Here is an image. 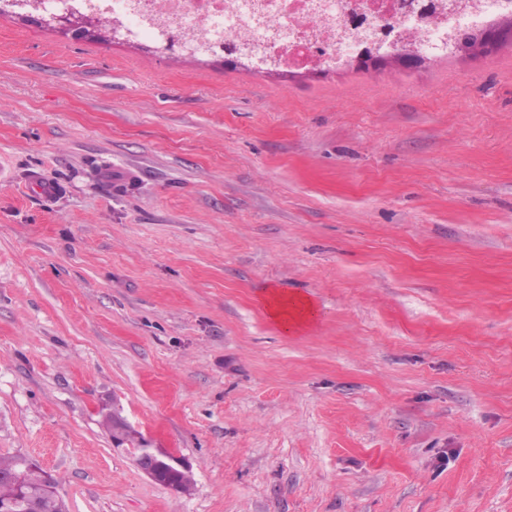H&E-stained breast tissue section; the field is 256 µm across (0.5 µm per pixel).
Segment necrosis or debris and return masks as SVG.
Listing matches in <instances>:
<instances>
[{
	"label": "necrosis or debris",
	"instance_id": "4bbe7bcc",
	"mask_svg": "<svg viewBox=\"0 0 512 512\" xmlns=\"http://www.w3.org/2000/svg\"><path fill=\"white\" fill-rule=\"evenodd\" d=\"M151 52L225 57L258 72L350 67L413 52L436 59L463 31L512 18V0H66Z\"/></svg>",
	"mask_w": 512,
	"mask_h": 512
}]
</instances>
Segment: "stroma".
I'll return each instance as SVG.
<instances>
[{
	"label": "stroma",
	"instance_id": "obj_1",
	"mask_svg": "<svg viewBox=\"0 0 512 512\" xmlns=\"http://www.w3.org/2000/svg\"><path fill=\"white\" fill-rule=\"evenodd\" d=\"M0 169V454L69 512H512L511 42L291 76L3 16ZM269 316L286 335H298L315 318L316 307L303 296L291 297L269 288L264 299ZM135 460L138 468L152 481L174 492L180 493L181 490L182 493H188L193 486L191 466L179 456L142 444L137 448ZM166 470L170 473L182 471L176 475V482L179 487L172 480L163 478V473Z\"/></svg>",
	"mask_w": 512,
	"mask_h": 512
}]
</instances>
